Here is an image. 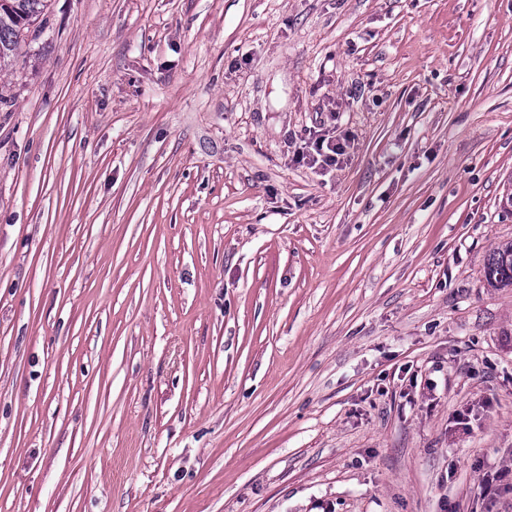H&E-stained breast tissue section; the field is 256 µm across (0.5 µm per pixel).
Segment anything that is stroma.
Segmentation results:
<instances>
[{"label": "stroma", "mask_w": 512, "mask_h": 512, "mask_svg": "<svg viewBox=\"0 0 512 512\" xmlns=\"http://www.w3.org/2000/svg\"><path fill=\"white\" fill-rule=\"evenodd\" d=\"M509 192L512 0H50L0 72V512H512ZM336 131H333L332 136L325 135L315 139L312 145V153L304 155L302 152L301 160L308 159L309 162L321 167L336 166L339 162V156L344 155L345 145L340 139H336ZM486 281L492 288H512V242L490 253Z\"/></svg>", "instance_id": "stroma-1"}]
</instances>
